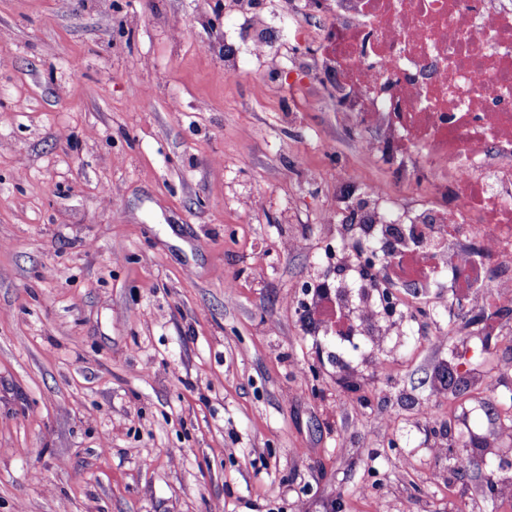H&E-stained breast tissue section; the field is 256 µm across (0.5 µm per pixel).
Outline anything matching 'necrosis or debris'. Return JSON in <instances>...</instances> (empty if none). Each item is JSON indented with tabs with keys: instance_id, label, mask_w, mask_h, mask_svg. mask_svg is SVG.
I'll return each mask as SVG.
<instances>
[{
	"instance_id": "necrosis-or-debris-1",
	"label": "necrosis or debris",
	"mask_w": 512,
	"mask_h": 512,
	"mask_svg": "<svg viewBox=\"0 0 512 512\" xmlns=\"http://www.w3.org/2000/svg\"><path fill=\"white\" fill-rule=\"evenodd\" d=\"M325 52L345 97L376 138L412 153L456 207L415 212L423 242L401 255L428 268L481 261L483 280L512 296V8L502 0H336Z\"/></svg>"
}]
</instances>
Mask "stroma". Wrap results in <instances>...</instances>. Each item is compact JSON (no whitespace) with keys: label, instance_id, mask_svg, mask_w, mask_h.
I'll use <instances>...</instances> for the list:
<instances>
[{"label":"stroma","instance_id":"obj_1","mask_svg":"<svg viewBox=\"0 0 512 512\" xmlns=\"http://www.w3.org/2000/svg\"><path fill=\"white\" fill-rule=\"evenodd\" d=\"M226 2L0 0V512H512V302L430 310L382 375L324 331L321 215L434 190L363 153L306 0Z\"/></svg>","mask_w":512,"mask_h":512}]
</instances>
